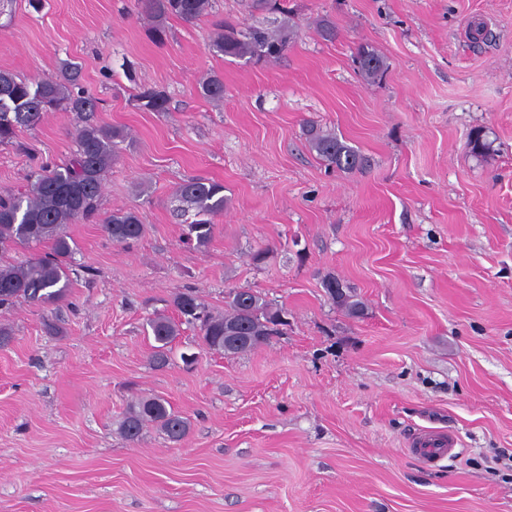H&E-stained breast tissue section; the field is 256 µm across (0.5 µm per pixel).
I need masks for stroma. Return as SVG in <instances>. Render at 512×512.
<instances>
[{
	"instance_id": "35a3bbf8",
	"label": "stroma",
	"mask_w": 512,
	"mask_h": 512,
	"mask_svg": "<svg viewBox=\"0 0 512 512\" xmlns=\"http://www.w3.org/2000/svg\"><path fill=\"white\" fill-rule=\"evenodd\" d=\"M298 35L278 61L214 55L224 20L274 13L215 0L152 40L137 0H6L0 69L36 81L82 69L98 123L118 127L101 215L137 209L128 244L67 225L78 276L64 302L0 311V512H512V0H286ZM330 16L335 39L315 31ZM387 69L369 82L358 45ZM224 79V99L198 91ZM142 85L166 113L140 109ZM368 158L327 167L307 124ZM77 118L50 112L0 146V195L38 161L72 156ZM491 144L472 155L469 134ZM196 176L228 203L195 250L174 192ZM266 249L264 263L251 256ZM364 305L354 318L325 289ZM195 289L288 310L284 335L227 356L186 327L151 363L153 312ZM56 324L53 335L46 322ZM197 361L185 366L181 356ZM159 396L186 417L178 442L116 432L128 404ZM444 437L431 463L414 447ZM136 101L147 112H169V98L165 90L154 86H143L136 95Z\"/></svg>"
}]
</instances>
